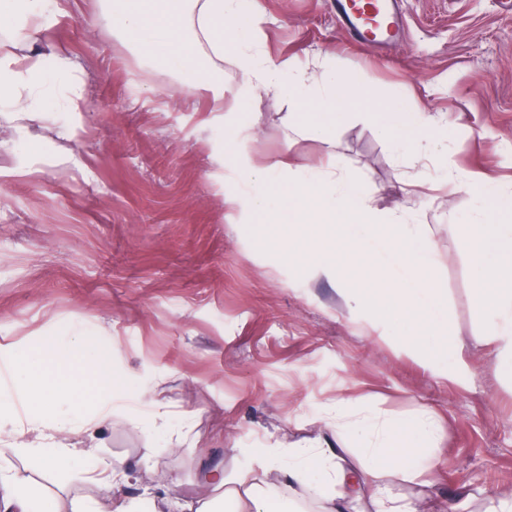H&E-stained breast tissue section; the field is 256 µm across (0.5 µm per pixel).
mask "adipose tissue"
<instances>
[{
  "instance_id": "ef3b65f1",
  "label": "adipose tissue",
  "mask_w": 512,
  "mask_h": 512,
  "mask_svg": "<svg viewBox=\"0 0 512 512\" xmlns=\"http://www.w3.org/2000/svg\"><path fill=\"white\" fill-rule=\"evenodd\" d=\"M62 13L60 0H0V31L40 46L44 32ZM102 18L136 54L165 64L177 77L178 93L189 90L223 104L224 71L217 61L229 52L247 88H287L300 105L315 103L322 115L336 116L350 95L349 78L330 68L322 75L316 98H309L305 76L293 60L252 52L265 18L256 6L242 12L239 0H112L111 11ZM47 80L33 56H0V108L32 114L49 111L51 104L41 91ZM378 130L399 150L432 152L448 138L429 117L396 105ZM290 168L285 159L253 164L255 192L243 203L229 198V206L242 203L252 214L263 216L268 237L295 266L334 281L336 305L345 317L353 320L372 310L387 315L401 325L399 341L418 359L436 366L438 375L447 377L463 369L465 347L456 341L446 315L428 225L378 216L357 185L324 179L293 183L278 212L270 213L263 188L273 170ZM444 185L452 193L472 194L478 206L491 200L498 211L512 213V196L496 193L483 175L464 181L449 172ZM464 232L473 255L493 256L491 262L476 267L473 279L491 315L482 340L494 344L502 361L512 367V224H468ZM371 239L392 247L395 260L414 272V287L394 282L385 262L368 248ZM65 357L62 351L46 355L42 367L52 382L47 388L29 386L31 402L53 410L70 398L71 385L54 376ZM362 402L359 396H341L335 403L337 425L364 445L357 461L348 460L342 449L328 447L326 437L320 435L280 452L250 449L255 470L314 490L320 496L321 512H350L352 503L363 498L369 499L373 512H423L420 505L392 495L390 488L408 475L411 460L438 449L445 427L428 412L414 419L382 420L361 411ZM91 427L70 417L50 423L33 420L22 435L10 430L6 436L15 439L23 452L55 468L80 454L76 448L58 447L56 436L86 433ZM251 473L229 475L212 469L201 478L206 486L230 488L234 512H272L271 498L250 487Z\"/></svg>"
}]
</instances>
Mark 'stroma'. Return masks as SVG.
Segmentation results:
<instances>
[{
  "label": "stroma",
  "mask_w": 512,
  "mask_h": 512,
  "mask_svg": "<svg viewBox=\"0 0 512 512\" xmlns=\"http://www.w3.org/2000/svg\"><path fill=\"white\" fill-rule=\"evenodd\" d=\"M261 50L292 59L311 78L328 67L353 81V100L324 130L287 92H240L225 56L224 109L171 94L161 62L138 61L92 22V0H69L40 66L67 58L49 82L53 112H0V365L40 378L47 344L71 351L86 339L112 357L126 391L112 395L77 361L66 409L112 421L92 443L97 458L123 460L120 492L161 499L162 512L230 500L200 471L246 470L248 449L290 448L327 430L325 411L362 394L368 413L413 418L433 412L447 434L438 472L414 462L396 496L429 512H494L512 495V376L495 346H473L489 319L472 286L465 224L497 223L470 194H448L447 170L491 177L512 193V10L504 0H403L402 42L387 54L350 44L328 0H258ZM81 97V115L67 112ZM391 103L447 129L446 157L395 151L378 131ZM290 154L306 177L337 162L371 205L405 224H427L457 339L470 344L465 370L431 374L395 342L381 317L350 321L336 288L289 264L258 233L259 217L230 208L254 190L250 165ZM184 428L170 442L147 429L155 410ZM87 463L44 469L0 452V472L29 486L45 512H107L108 492Z\"/></svg>",
  "instance_id": "stroma-1"
}]
</instances>
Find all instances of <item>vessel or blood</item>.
I'll return each instance as SVG.
<instances>
[{
  "label": "vessel or blood",
  "instance_id": "obj_1",
  "mask_svg": "<svg viewBox=\"0 0 512 512\" xmlns=\"http://www.w3.org/2000/svg\"><path fill=\"white\" fill-rule=\"evenodd\" d=\"M347 38L378 48L397 45L406 26L399 0H329Z\"/></svg>",
  "mask_w": 512,
  "mask_h": 512
}]
</instances>
